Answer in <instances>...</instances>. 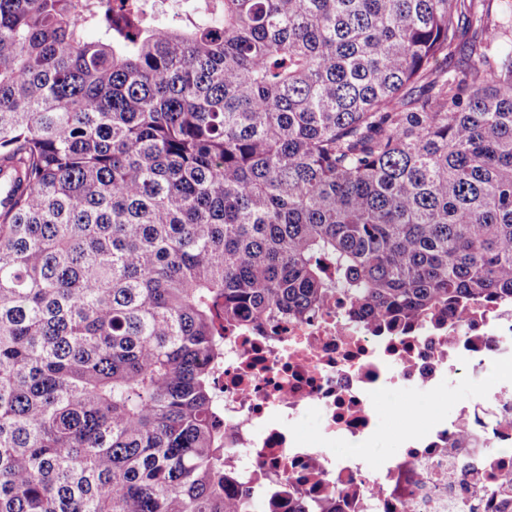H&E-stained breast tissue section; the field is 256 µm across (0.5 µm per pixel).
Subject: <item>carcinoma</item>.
<instances>
[{
    "mask_svg": "<svg viewBox=\"0 0 512 512\" xmlns=\"http://www.w3.org/2000/svg\"><path fill=\"white\" fill-rule=\"evenodd\" d=\"M112 2L0 0V512H254L224 324L512 298V0Z\"/></svg>",
    "mask_w": 512,
    "mask_h": 512,
    "instance_id": "carcinoma-1",
    "label": "carcinoma"
}]
</instances>
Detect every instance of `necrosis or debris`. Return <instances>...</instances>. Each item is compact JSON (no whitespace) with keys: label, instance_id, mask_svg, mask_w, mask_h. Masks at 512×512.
Segmentation results:
<instances>
[{"label":"necrosis or debris","instance_id":"necrosis-or-debris-1","mask_svg":"<svg viewBox=\"0 0 512 512\" xmlns=\"http://www.w3.org/2000/svg\"><path fill=\"white\" fill-rule=\"evenodd\" d=\"M476 386L395 458L359 447L375 398ZM224 465L263 512H512V301L363 321L339 296L304 321L228 326L216 374ZM318 434L298 428L307 414Z\"/></svg>","mask_w":512,"mask_h":512}]
</instances>
